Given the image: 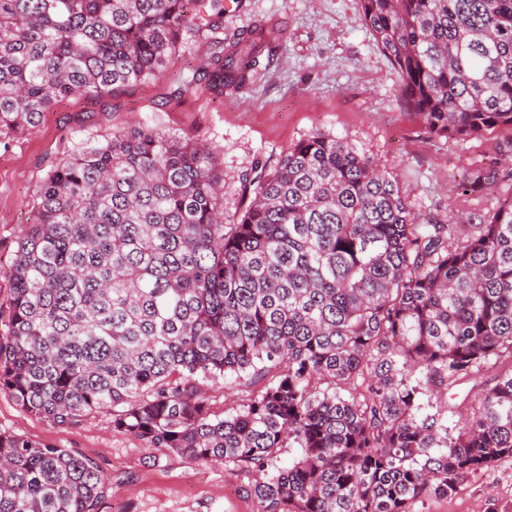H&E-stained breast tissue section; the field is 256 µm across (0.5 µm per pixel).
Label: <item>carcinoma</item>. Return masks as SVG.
Instances as JSON below:
<instances>
[{
  "label": "carcinoma",
  "instance_id": "1",
  "mask_svg": "<svg viewBox=\"0 0 512 512\" xmlns=\"http://www.w3.org/2000/svg\"><path fill=\"white\" fill-rule=\"evenodd\" d=\"M360 9L428 132L512 129V0ZM213 14L222 0H0V140L66 97L159 75L185 29L213 45L196 81L244 87L277 37L259 22L226 42ZM219 191L205 146L149 127L54 166L0 312V388L59 426L108 415L155 464L256 474L257 512H408L512 458V371L454 437L419 402L512 352V197L417 214L379 161L321 130L245 176L232 224ZM228 375L260 388L221 417L199 380ZM287 446L300 456L278 467ZM107 491L92 459L0 431V512H99Z\"/></svg>",
  "mask_w": 512,
  "mask_h": 512
}]
</instances>
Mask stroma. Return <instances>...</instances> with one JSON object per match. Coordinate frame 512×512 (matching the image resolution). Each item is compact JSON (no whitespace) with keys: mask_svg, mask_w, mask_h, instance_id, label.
Here are the masks:
<instances>
[{"mask_svg":"<svg viewBox=\"0 0 512 512\" xmlns=\"http://www.w3.org/2000/svg\"><path fill=\"white\" fill-rule=\"evenodd\" d=\"M263 21L279 28L280 48L240 89L211 93L192 82L211 52L204 35L183 31L167 69L157 77L97 99L73 96L45 112L37 127L0 144V307L12 295L17 242L34 220L36 190L48 171L85 139L144 126L207 144L222 179L225 223L243 206L242 179L256 163L274 166L288 146L316 130L344 138L396 177L415 210H445L448 191L467 189V203L491 212L512 197V162H503L512 131L495 128L467 139L438 138L406 109L399 77L373 42L358 0H241L228 4L225 38ZM498 165L494 185L473 173ZM0 431L75 450L110 479L99 512H256L251 474L221 461L173 457L153 463L139 438L108 417L57 426L0 390ZM409 512H512V459L468 477L452 496L426 493Z\"/></svg>","mask_w":512,"mask_h":512,"instance_id":"stroma-1","label":"stroma"}]
</instances>
